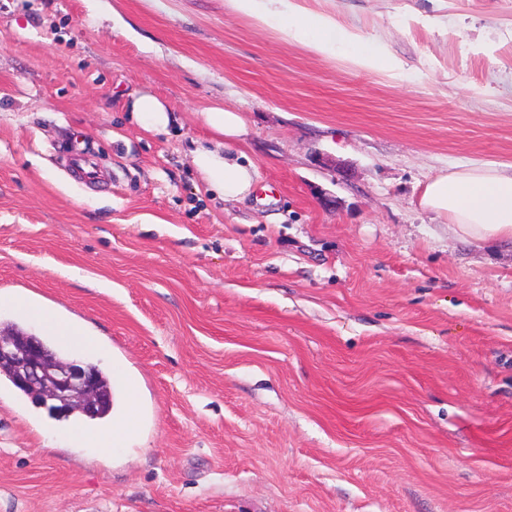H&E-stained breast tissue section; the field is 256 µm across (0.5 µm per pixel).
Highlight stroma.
I'll use <instances>...</instances> for the list:
<instances>
[{
	"instance_id": "1",
	"label": "stroma",
	"mask_w": 512,
	"mask_h": 512,
	"mask_svg": "<svg viewBox=\"0 0 512 512\" xmlns=\"http://www.w3.org/2000/svg\"><path fill=\"white\" fill-rule=\"evenodd\" d=\"M309 4L406 78L224 0H0V294L124 360L145 419L115 456L48 451L55 416L0 380V512H512V244L419 204L439 172L512 170V0ZM144 91L180 125L131 122ZM224 105L268 202L191 161Z\"/></svg>"
}]
</instances>
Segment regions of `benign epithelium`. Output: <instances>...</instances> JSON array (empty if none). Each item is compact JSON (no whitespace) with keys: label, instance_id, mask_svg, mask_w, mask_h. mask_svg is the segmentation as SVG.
<instances>
[{"label":"benign epithelium","instance_id":"7a95c632","mask_svg":"<svg viewBox=\"0 0 512 512\" xmlns=\"http://www.w3.org/2000/svg\"><path fill=\"white\" fill-rule=\"evenodd\" d=\"M0 361L11 364L18 385L59 412L76 407L91 414L103 400L93 365L77 360L54 363L32 334L0 332Z\"/></svg>","mask_w":512,"mask_h":512}]
</instances>
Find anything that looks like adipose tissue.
Instances as JSON below:
<instances>
[{
	"label": "adipose tissue",
	"instance_id": "adipose-tissue-1",
	"mask_svg": "<svg viewBox=\"0 0 512 512\" xmlns=\"http://www.w3.org/2000/svg\"><path fill=\"white\" fill-rule=\"evenodd\" d=\"M224 10L250 19L257 27L275 30L283 41L302 45L314 54L326 58L345 55L361 70L393 78L408 72L406 62L386 44L370 41L363 29L346 24L336 12L311 9L304 0H224ZM130 113L148 131L168 130L174 120L173 111L148 92L134 96ZM205 119L216 139L197 143L191 152L193 165L210 191L227 201L246 200L258 189L259 172L240 148L247 133L245 116L229 107H213ZM420 205L447 222L456 234L474 242L512 240V172L481 165L439 173L425 184ZM0 307L34 312L31 303L19 297H0ZM37 315L56 343L88 351L86 338L78 329L53 313ZM142 430L139 380L124 363L116 361L112 364L111 424L91 426L75 419L55 429L53 435L116 452L139 444Z\"/></svg>",
	"mask_w": 512,
	"mask_h": 512
}]
</instances>
